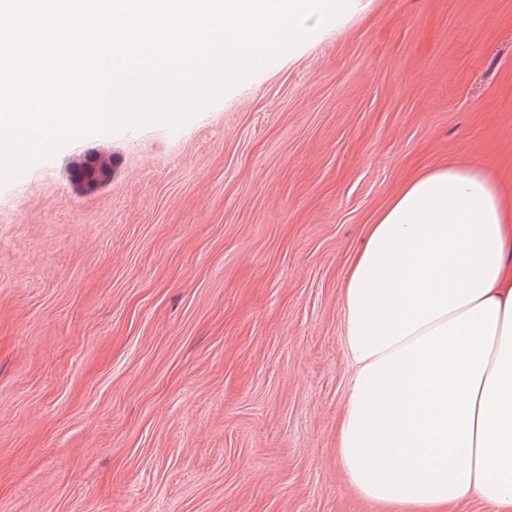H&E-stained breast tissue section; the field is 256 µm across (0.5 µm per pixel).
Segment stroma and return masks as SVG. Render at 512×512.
I'll use <instances>...</instances> for the list:
<instances>
[{"label": "stroma", "mask_w": 512, "mask_h": 512, "mask_svg": "<svg viewBox=\"0 0 512 512\" xmlns=\"http://www.w3.org/2000/svg\"><path fill=\"white\" fill-rule=\"evenodd\" d=\"M512 180V0H370L180 127L0 186V512H377L340 288L389 195Z\"/></svg>", "instance_id": "stroma-1"}]
</instances>
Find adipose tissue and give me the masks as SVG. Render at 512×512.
I'll list each match as a JSON object with an SVG mask.
<instances>
[{
    "instance_id": "adipose-tissue-1",
    "label": "adipose tissue",
    "mask_w": 512,
    "mask_h": 512,
    "mask_svg": "<svg viewBox=\"0 0 512 512\" xmlns=\"http://www.w3.org/2000/svg\"><path fill=\"white\" fill-rule=\"evenodd\" d=\"M341 466L381 512H512V183L474 156L376 213L341 288Z\"/></svg>"
}]
</instances>
